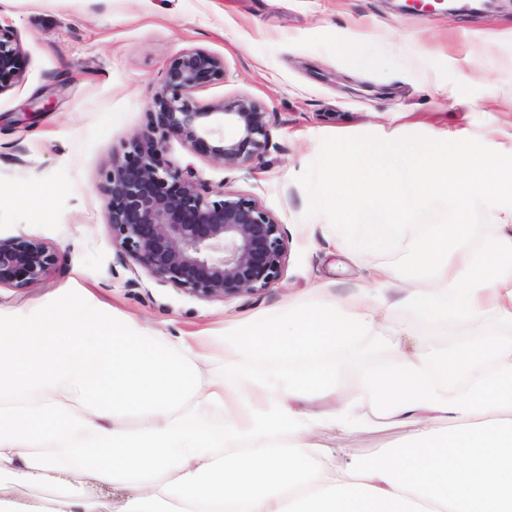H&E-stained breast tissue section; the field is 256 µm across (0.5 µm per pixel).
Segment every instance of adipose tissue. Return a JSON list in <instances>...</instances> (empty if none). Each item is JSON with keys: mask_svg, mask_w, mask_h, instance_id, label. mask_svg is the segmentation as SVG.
<instances>
[{"mask_svg": "<svg viewBox=\"0 0 512 512\" xmlns=\"http://www.w3.org/2000/svg\"><path fill=\"white\" fill-rule=\"evenodd\" d=\"M512 192V169L461 145L419 154L346 142L321 184L337 249L413 237L414 271L269 311L203 344L109 315L92 296L0 309V512H512V224L469 243L471 204ZM434 197L451 213L418 224ZM390 353L343 379V352ZM224 422L205 425L211 409ZM371 423L405 442L365 458L322 449Z\"/></svg>", "mask_w": 512, "mask_h": 512, "instance_id": "ef3b65f1", "label": "adipose tissue"}]
</instances>
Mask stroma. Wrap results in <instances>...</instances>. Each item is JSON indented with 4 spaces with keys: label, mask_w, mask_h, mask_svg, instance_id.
<instances>
[{
    "label": "stroma",
    "mask_w": 512,
    "mask_h": 512,
    "mask_svg": "<svg viewBox=\"0 0 512 512\" xmlns=\"http://www.w3.org/2000/svg\"><path fill=\"white\" fill-rule=\"evenodd\" d=\"M0 27L21 45L19 76L0 90V237L43 241L58 258L36 283L0 285V308L57 301L77 289L115 316L184 336L368 285L375 266L410 268L411 242L355 260L338 250L333 209L317 199L337 144L399 140L425 152L462 143L512 167V0L449 11L448 0L399 10L395 0H0ZM375 58L352 65L341 44ZM221 58L202 105L246 96L267 111L265 151L242 166L171 140L172 166L213 194L251 200L283 227L288 254L276 284L252 295L199 299L158 282L112 245L100 186L148 122L151 98L181 52ZM34 201L18 204L13 193ZM512 214V195L475 202L472 242ZM397 427L334 431L329 448L368 456L399 446Z\"/></svg>",
    "instance_id": "obj_1"
}]
</instances>
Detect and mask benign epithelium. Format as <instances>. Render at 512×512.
Returning a JSON list of instances; mask_svg holds the SVG:
<instances>
[{
  "label": "benign epithelium",
  "mask_w": 512,
  "mask_h": 512,
  "mask_svg": "<svg viewBox=\"0 0 512 512\" xmlns=\"http://www.w3.org/2000/svg\"><path fill=\"white\" fill-rule=\"evenodd\" d=\"M18 52L12 34L0 27V76L15 71ZM222 72L223 62L204 50L180 53L153 95L158 111L133 137L128 157L112 160L100 187L112 245L158 282L202 299L271 287L288 253L282 224L271 213L240 197L211 199L191 172L165 158L172 139L192 147L205 143L224 165L244 164L265 150L267 112L257 101L194 103L201 79ZM56 258L40 241L0 239V284L35 283Z\"/></svg>",
  "instance_id": "obj_1"
}]
</instances>
